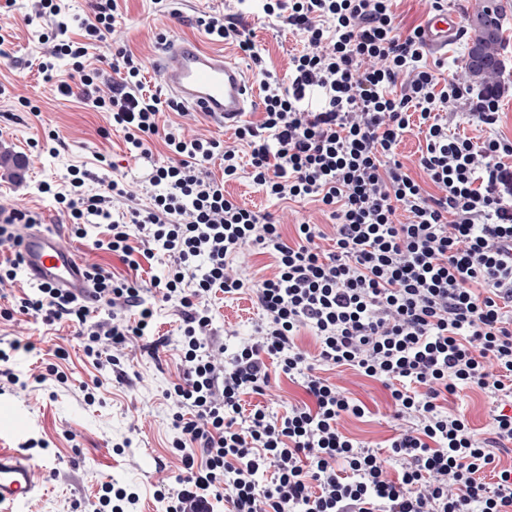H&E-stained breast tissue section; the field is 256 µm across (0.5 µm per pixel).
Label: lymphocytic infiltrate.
I'll use <instances>...</instances> for the list:
<instances>
[{"mask_svg": "<svg viewBox=\"0 0 512 512\" xmlns=\"http://www.w3.org/2000/svg\"><path fill=\"white\" fill-rule=\"evenodd\" d=\"M30 10L49 27L39 72L52 77L66 60L76 78L59 81L57 92L106 113L101 136L122 131L131 156H150L156 138L168 152L150 174L146 206L118 180L77 167L60 190L44 183L40 193L52 195L77 236L106 225L95 250L134 271L160 261L167 272L145 286L94 263L92 301L37 286L0 316L78 325L99 368L119 365L118 350L133 338L154 352L176 347L183 372L166 397L184 474L177 488L156 492L166 512H215L219 502L227 512H512V469H497L492 485L482 477L495 463L488 445L512 444V413L495 411L485 440L446 407L463 388L512 395V168L504 163L512 138L477 144L451 132L446 116L460 101L468 121L490 127L498 99L440 84L421 27L402 30L393 0H231L194 24L251 59L262 118H226L224 140L192 135L164 121L183 106L151 89L132 50L115 47L107 66L90 65L121 0H95L76 25L63 0H30ZM257 11L303 39L287 79L268 69L243 22ZM411 132L424 141L413 170L396 153ZM215 160L221 173L210 168ZM244 167L266 196L320 203L330 229L304 221L288 234L271 214L239 205L224 184ZM40 221L0 205V246L11 249L0 286L24 266L18 225ZM327 238L329 250L320 245ZM252 248L273 257L271 276L238 272L235 259ZM220 293L249 295L261 317L256 337L224 348L219 361L211 336ZM158 301L179 310L176 338L153 332ZM100 306L107 319L97 318ZM304 331L317 355L298 345ZM321 364L379 381L395 418L416 419L389 456L342 432V419L364 409L317 375ZM274 369L305 401L282 413L246 408Z\"/></svg>", "mask_w": 512, "mask_h": 512, "instance_id": "f902f5d3", "label": "lymphocytic infiltrate"}]
</instances>
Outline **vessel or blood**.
Here are the masks:
<instances>
[{"label":"vessel or blood","mask_w":512,"mask_h":512,"mask_svg":"<svg viewBox=\"0 0 512 512\" xmlns=\"http://www.w3.org/2000/svg\"><path fill=\"white\" fill-rule=\"evenodd\" d=\"M462 35L456 13L445 9L428 12L423 35L427 48L446 49ZM164 51L159 64L161 79L184 106L216 119L227 113L240 119L253 110L256 90L252 80L224 53L185 41L166 43ZM21 249L27 274L35 284L85 294L89 260L79 256L62 235L27 229L21 235ZM34 492L33 466L24 457L0 453V512H18L19 505Z\"/></svg>","instance_id":"obj_1"}]
</instances>
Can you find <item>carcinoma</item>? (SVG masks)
<instances>
[{
  "mask_svg": "<svg viewBox=\"0 0 512 512\" xmlns=\"http://www.w3.org/2000/svg\"><path fill=\"white\" fill-rule=\"evenodd\" d=\"M502 16V8L497 0H484V4L471 17L472 25L482 23L486 33L475 32L467 52L466 68L487 94L498 89L497 78L503 68L499 53L505 42Z\"/></svg>",
  "mask_w": 512,
  "mask_h": 512,
  "instance_id": "1",
  "label": "carcinoma"
}]
</instances>
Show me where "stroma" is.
<instances>
[{
	"label": "stroma",
	"mask_w": 512,
	"mask_h": 512,
	"mask_svg": "<svg viewBox=\"0 0 512 512\" xmlns=\"http://www.w3.org/2000/svg\"><path fill=\"white\" fill-rule=\"evenodd\" d=\"M223 6L224 0H184L181 17L174 18L160 15L153 0H124L122 15L100 52L109 54L115 44L127 46L144 59L148 80H155L160 62L158 33L174 41L204 40V32L193 27V18ZM29 12L27 0H15L9 12L0 14V26L15 33L5 56H0V86L5 89L0 95V198L39 213L47 230H57L53 201L38 193L37 184L58 185L73 166L95 169L96 155L104 153L113 163L109 176L121 180L138 203H148L146 180L153 167L167 159L161 141H154L151 157L135 159L122 132L114 130L109 137H101L100 129L108 125L105 113L95 111L78 96L59 95L52 82L34 68L46 23L30 18ZM246 22L270 69L284 76L290 55L303 47L300 37L284 31L276 18L259 12L249 15ZM22 97L38 106V114L20 107ZM51 131L60 136L56 155L33 149V142L43 141ZM224 189L237 202L271 213L288 226L304 220L314 224L328 221L314 205L267 197L244 174L227 182ZM257 322L258 311L248 295L220 299L215 304L216 339L228 333L254 337ZM27 338L35 342V350L15 352L10 363L15 373L27 379V388L0 382V408L24 413L29 423L22 436L0 431V451L19 452L34 464L37 488L23 512H75L78 504L97 496L108 476L118 485L134 488L140 497V512H164V503L155 496L156 486L162 480L175 485L182 472L180 457L172 446L176 437L171 425L173 408L165 398L166 389L181 373L175 347L150 356L143 352L141 341H129L119 353L123 378L107 374L95 401L90 402L85 400L82 386L92 382L96 371L83 354L78 327L65 321L47 326L24 317L0 319V344ZM59 346L67 350V359L55 357ZM53 366L66 373V383L48 376ZM40 373L45 374V381H37ZM320 374L369 409L365 417L342 420L346 435L382 452L391 438L406 429V422L393 419L386 392L378 383L344 367L325 365ZM497 405V398L477 389H465L448 398L449 409L484 438L489 435Z\"/></svg>",
	"instance_id": "1"
}]
</instances>
